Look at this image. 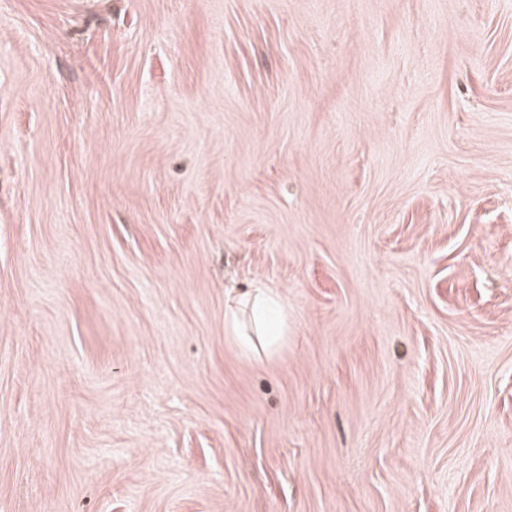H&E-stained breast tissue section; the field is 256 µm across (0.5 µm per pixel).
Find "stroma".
Returning a JSON list of instances; mask_svg holds the SVG:
<instances>
[{
    "label": "stroma",
    "mask_w": 512,
    "mask_h": 512,
    "mask_svg": "<svg viewBox=\"0 0 512 512\" xmlns=\"http://www.w3.org/2000/svg\"><path fill=\"white\" fill-rule=\"evenodd\" d=\"M0 512H512V0H0ZM279 298V294L272 288H267L261 282H255L246 290L237 292L232 298H228V303L232 301L239 305L251 304L253 306L255 314V334L262 328L263 333L266 334L264 327L266 319L271 314H277L281 320L280 328L276 333L277 335L272 337L271 342L268 340V344L271 343L272 345L277 346L288 329V314L283 309Z\"/></svg>",
    "instance_id": "35a3bbf8"
}]
</instances>
